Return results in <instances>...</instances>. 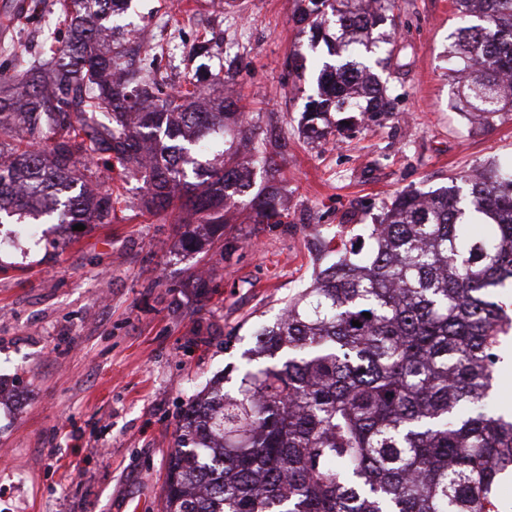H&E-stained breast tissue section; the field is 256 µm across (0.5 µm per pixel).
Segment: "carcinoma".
Masks as SVG:
<instances>
[{"mask_svg":"<svg viewBox=\"0 0 512 512\" xmlns=\"http://www.w3.org/2000/svg\"><path fill=\"white\" fill-rule=\"evenodd\" d=\"M128 3L60 0L68 41L52 77L32 65L0 78V224L112 223V194L95 197V172L77 167L95 157L142 174L145 208L179 209L196 250L239 204L254 224L283 223L276 188L250 194V164L279 162L241 158L254 128L239 101L203 105L198 82L168 91L152 68L120 62L112 22ZM454 4L455 108L489 127L512 112V0ZM394 6L296 0L295 25L333 56L302 112L306 138L333 135V112L387 111L368 55L393 43L376 30ZM471 224L488 231L473 238ZM370 240L257 330L231 388L183 410L164 512H500L512 410L488 399L509 326L494 297L512 288V164L399 193Z\"/></svg>","mask_w":512,"mask_h":512,"instance_id":"cac0c4a2","label":"carcinoma"}]
</instances>
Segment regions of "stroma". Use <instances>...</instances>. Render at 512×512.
Instances as JSON below:
<instances>
[{
    "label": "stroma",
    "instance_id": "35a3bbf8",
    "mask_svg": "<svg viewBox=\"0 0 512 512\" xmlns=\"http://www.w3.org/2000/svg\"><path fill=\"white\" fill-rule=\"evenodd\" d=\"M0 0V72L61 49L55 0ZM294 0H131L119 34L138 63L169 86L217 71L226 46L250 63L224 94L252 103L251 122L285 144L273 182L288 217L226 236L237 248L184 251L172 215L141 209L142 178L120 181L92 163L99 193L118 195L108 224L41 225L0 250V512H159L181 411L243 368L255 333L366 232L399 192L429 193L493 161L512 159V113L487 129L454 108L448 51L460 19L453 0H396L398 49L377 67L394 109L375 119L341 113L335 143L299 131L325 47L299 43ZM215 33L211 58L197 36ZM257 174V188L267 184Z\"/></svg>",
    "mask_w": 512,
    "mask_h": 512
}]
</instances>
